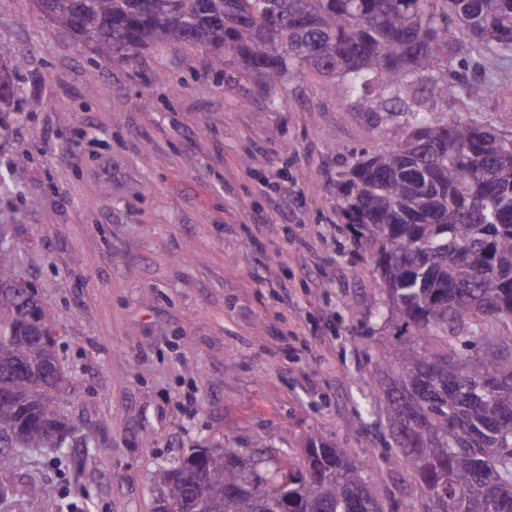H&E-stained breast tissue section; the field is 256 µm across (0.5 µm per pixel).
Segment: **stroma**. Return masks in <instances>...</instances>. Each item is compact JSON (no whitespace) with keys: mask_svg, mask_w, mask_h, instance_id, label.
Listing matches in <instances>:
<instances>
[{"mask_svg":"<svg viewBox=\"0 0 512 512\" xmlns=\"http://www.w3.org/2000/svg\"><path fill=\"white\" fill-rule=\"evenodd\" d=\"M0 42L25 62L26 96L0 114V211L17 216L0 235L23 244L20 274L53 311L78 429L65 457L0 472L4 512H153L159 465L283 433L297 458L314 433L349 449L385 512H406L417 493L374 371L404 346L367 317L373 265L336 179L409 114H368L299 76L273 102L169 47L111 63L34 0H0ZM464 76L501 93L466 102L452 78L420 101L512 137V58Z\"/></svg>","mask_w":512,"mask_h":512,"instance_id":"1","label":"stroma"}]
</instances>
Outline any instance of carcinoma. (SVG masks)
<instances>
[{
    "label": "carcinoma",
    "mask_w": 512,
    "mask_h": 512,
    "mask_svg": "<svg viewBox=\"0 0 512 512\" xmlns=\"http://www.w3.org/2000/svg\"><path fill=\"white\" fill-rule=\"evenodd\" d=\"M41 12L113 63L148 48L199 53L236 80L261 78L275 100L288 76L328 79L325 91L368 112L411 113L409 130L363 150L336 181V206L365 245L412 351L380 382L381 411L423 512H512V140L420 106L419 79L448 95V71L477 55L512 54V0H37ZM456 17L467 37L450 34ZM24 66L0 47V112ZM467 82L470 101L496 94ZM0 244V471L20 452L65 455L76 429L70 379L52 312ZM476 351L461 373L454 358ZM247 453L212 442L153 473L163 512H381L367 463L316 435L301 461L288 449Z\"/></svg>",
    "instance_id": "obj_1"
}]
</instances>
